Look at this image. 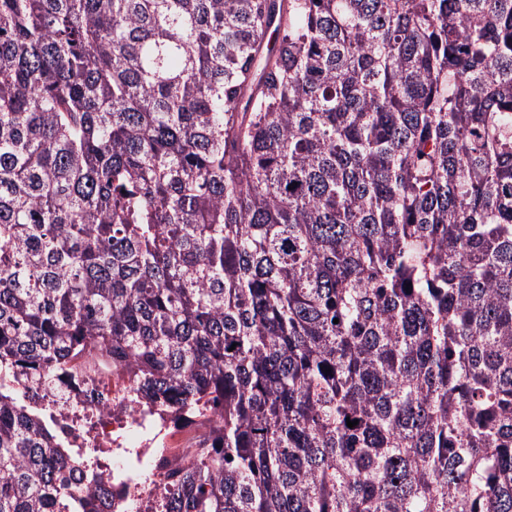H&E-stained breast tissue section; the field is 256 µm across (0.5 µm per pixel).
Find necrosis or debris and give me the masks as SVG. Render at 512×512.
<instances>
[{"label":"necrosis or debris","instance_id":"4bbe7bcc","mask_svg":"<svg viewBox=\"0 0 512 512\" xmlns=\"http://www.w3.org/2000/svg\"><path fill=\"white\" fill-rule=\"evenodd\" d=\"M123 374L106 371L69 390L66 422L74 447L105 453L111 468L113 512H143L178 458L172 443L171 413L122 399Z\"/></svg>","mask_w":512,"mask_h":512}]
</instances>
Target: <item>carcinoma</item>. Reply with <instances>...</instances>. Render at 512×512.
Here are the masks:
<instances>
[{"label": "carcinoma", "mask_w": 512, "mask_h": 512, "mask_svg": "<svg viewBox=\"0 0 512 512\" xmlns=\"http://www.w3.org/2000/svg\"><path fill=\"white\" fill-rule=\"evenodd\" d=\"M111 367L151 512H512V0H0V512Z\"/></svg>", "instance_id": "carcinoma-1"}]
</instances>
